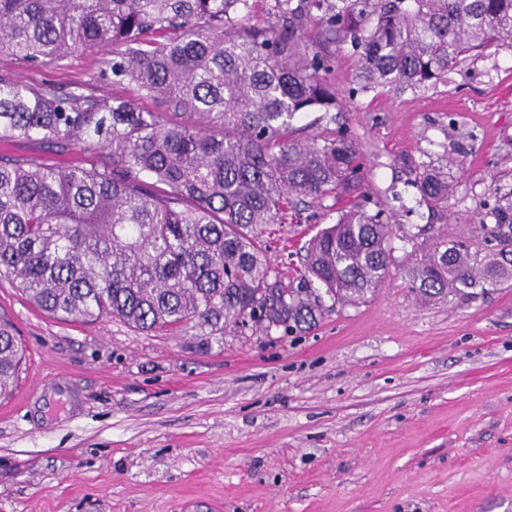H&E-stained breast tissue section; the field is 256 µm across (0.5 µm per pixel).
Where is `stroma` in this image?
<instances>
[{
	"mask_svg": "<svg viewBox=\"0 0 512 512\" xmlns=\"http://www.w3.org/2000/svg\"><path fill=\"white\" fill-rule=\"evenodd\" d=\"M101 60L33 67L0 53V75L126 96ZM358 67L337 46L330 77L368 159L363 189L393 226L375 295L289 336L250 326L207 338L60 321L0 277V316L26 348L0 400V512H512V281L434 299L413 288L438 238L478 243L484 212L512 199V49L417 92L350 95ZM107 156L0 142V158L47 166ZM438 167L452 189L434 213L413 172ZM352 202L268 226L287 282H299L300 246Z\"/></svg>",
	"mask_w": 512,
	"mask_h": 512,
	"instance_id": "35a3bbf8",
	"label": "stroma"
}]
</instances>
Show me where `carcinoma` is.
Masks as SVG:
<instances>
[{"instance_id":"1","label":"carcinoma","mask_w":512,"mask_h":512,"mask_svg":"<svg viewBox=\"0 0 512 512\" xmlns=\"http://www.w3.org/2000/svg\"><path fill=\"white\" fill-rule=\"evenodd\" d=\"M0 0V52L40 65L103 53L101 76L129 96L59 93L0 76V141L110 150L98 166L0 158V276L63 320L118 318L146 332L224 334L250 321L292 333L331 299L357 301L385 279L393 247L381 202L360 197L306 247L303 287L283 283L264 229L361 184L365 157L339 122L328 78L335 46L358 55L355 92L448 82L473 56L512 49V0ZM153 98L163 108L146 110ZM317 112L315 132L293 122ZM432 210L448 205L438 169L415 174ZM485 259L440 239L418 291L495 288L512 279V201L480 221ZM24 348L0 319V399Z\"/></svg>"}]
</instances>
